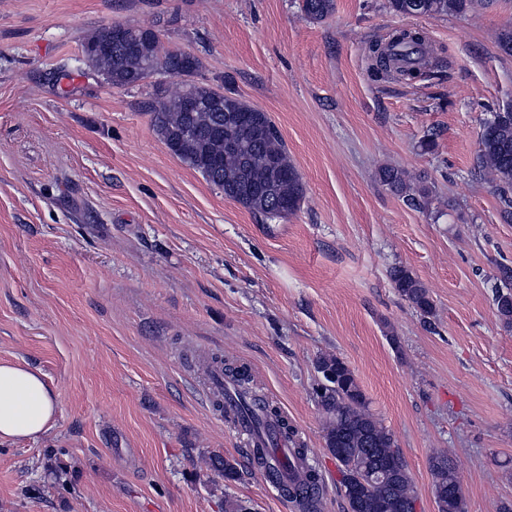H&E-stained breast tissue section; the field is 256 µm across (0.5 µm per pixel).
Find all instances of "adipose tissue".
<instances>
[{
  "label": "adipose tissue",
  "instance_id": "obj_1",
  "mask_svg": "<svg viewBox=\"0 0 512 512\" xmlns=\"http://www.w3.org/2000/svg\"><path fill=\"white\" fill-rule=\"evenodd\" d=\"M56 395L39 370L0 363V443L35 439L55 424Z\"/></svg>",
  "mask_w": 512,
  "mask_h": 512
}]
</instances>
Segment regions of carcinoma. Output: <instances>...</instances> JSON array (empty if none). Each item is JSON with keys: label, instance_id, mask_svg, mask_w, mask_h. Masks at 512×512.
Here are the masks:
<instances>
[{"label": "carcinoma", "instance_id": "carcinoma-1", "mask_svg": "<svg viewBox=\"0 0 512 512\" xmlns=\"http://www.w3.org/2000/svg\"><path fill=\"white\" fill-rule=\"evenodd\" d=\"M493 0H388L394 15L436 17L461 15ZM335 9L334 0H303L301 11L312 20H322ZM140 39L118 37L112 26H104L83 43L86 61L112 88L138 85L162 65L173 77H189L199 67L193 55L166 50L155 39L154 31L135 28ZM377 71L392 78L414 79L429 65L430 42L416 30H396L385 43L370 46ZM207 102L189 108L188 96ZM151 111L160 139L169 150L192 169L200 172L224 196L265 220L295 213L304 196L302 178L288 159L281 134L268 115L232 94L203 85L186 83L172 93H164ZM476 165L490 175V183L501 195L504 218L512 220V108L492 114L483 124ZM380 180L411 206L427 204L429 189L396 167L379 170ZM390 278L398 293L423 318L429 321L436 308L428 288L403 266H395ZM494 305L499 318L512 323V270L503 268L494 285ZM211 361L224 366L236 388L224 395V401L237 406L254 431L272 437L271 421H277L281 433L290 431L288 423L277 420L276 409L266 404L263 412L252 411L255 398L246 384L251 374L244 366L233 365L224 355L215 353ZM317 370L323 383L317 388V400L326 417L325 444L339 463L340 492L349 512H415L417 495L407 473V464L393 434L376 417L353 372L335 355H322ZM288 460L297 462L304 472V483L317 486L319 471L309 449H288ZM389 462L393 474L376 480L373 474ZM432 493L437 512H466L464 494L459 492L457 472L445 449L429 458Z\"/></svg>", "mask_w": 512, "mask_h": 512}]
</instances>
